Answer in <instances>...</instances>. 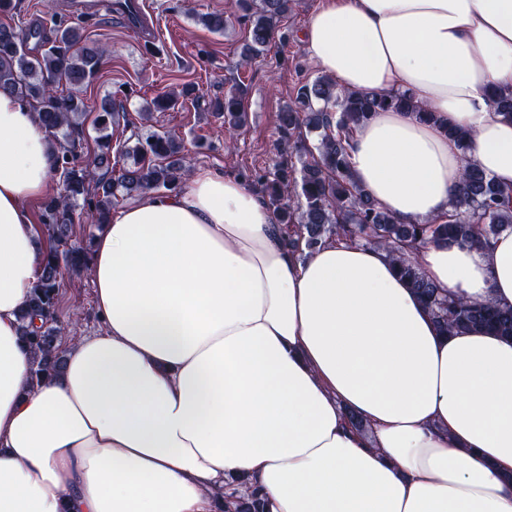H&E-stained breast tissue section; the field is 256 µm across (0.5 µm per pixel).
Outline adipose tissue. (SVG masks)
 Here are the masks:
<instances>
[{"mask_svg":"<svg viewBox=\"0 0 512 512\" xmlns=\"http://www.w3.org/2000/svg\"><path fill=\"white\" fill-rule=\"evenodd\" d=\"M302 46L345 89L439 116L353 130L352 175L396 221L451 210L468 163L512 185V121L490 101L512 87V0H324ZM52 174L33 112L0 93V512H232L246 486L264 512H512V339L441 333L385 249L298 260L262 199L214 170L102 226L101 328L29 386L19 314L47 245L28 204ZM418 262L447 292L512 305V230Z\"/></svg>","mask_w":512,"mask_h":512,"instance_id":"ef3b65f1","label":"adipose tissue"}]
</instances>
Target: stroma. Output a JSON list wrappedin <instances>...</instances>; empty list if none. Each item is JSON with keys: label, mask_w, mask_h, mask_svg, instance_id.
Wrapping results in <instances>:
<instances>
[{"label": "stroma", "mask_w": 512, "mask_h": 512, "mask_svg": "<svg viewBox=\"0 0 512 512\" xmlns=\"http://www.w3.org/2000/svg\"><path fill=\"white\" fill-rule=\"evenodd\" d=\"M321 0H293L284 21L287 39L272 43L269 51L251 66L237 62L246 39L242 20L236 19L235 0H151L152 46H143L126 19L103 11L77 15L68 0H20L17 9L1 15L0 23L16 28H40L53 38L58 26H79L95 44L106 48L109 58L97 78L83 92L90 118L83 127L79 160L96 149L93 122L102 101L119 104L112 126L111 160L123 165L122 149L132 132L157 130L183 139L194 167L229 172L243 177L273 169L288 155L280 140L278 115L293 100L302 82L318 76L301 44V33ZM221 12L231 22L224 33H214L199 21L201 15ZM248 89V124L234 148H226L224 124L209 109L210 100L223 97L233 83ZM198 88L199 98L185 99L183 85ZM176 93L174 106L152 111L143 118L153 99ZM57 317L65 340L95 333L100 328L94 309V286L89 274L69 275L60 290Z\"/></svg>", "instance_id": "35a3bbf8"}]
</instances>
